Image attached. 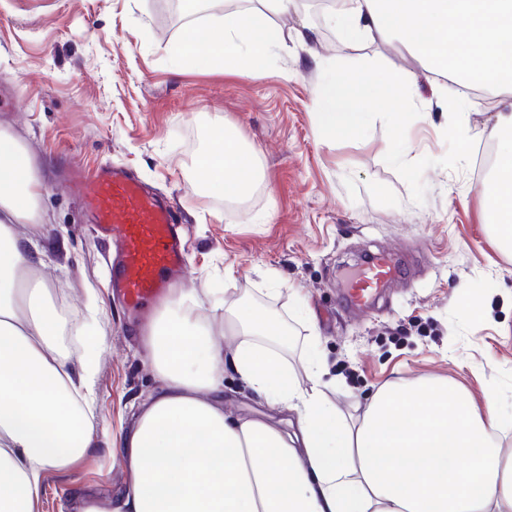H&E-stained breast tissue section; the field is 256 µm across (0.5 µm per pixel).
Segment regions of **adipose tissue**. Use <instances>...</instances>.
Returning <instances> with one entry per match:
<instances>
[{"mask_svg": "<svg viewBox=\"0 0 512 512\" xmlns=\"http://www.w3.org/2000/svg\"><path fill=\"white\" fill-rule=\"evenodd\" d=\"M296 0H256L225 12L216 38L179 47L193 64L260 73L282 39L271 18L296 11ZM359 45L397 37L424 70L451 72L495 93H512V0H343L328 17ZM416 77L369 67L337 70L321 82L314 105L323 139L359 133L371 115L351 99L399 103L398 130L424 105L409 106ZM487 137L496 176L484 191L488 223L512 242V113H498ZM219 151L196 161L200 195L248 196L259 177L254 154L232 128ZM42 183L25 146L0 129V512H36L45 474L91 450V364L73 368L60 338L66 319L37 277L36 237ZM194 298L161 306L143 339L164 382L131 427L118 435L125 489L114 512H512V455L494 439L496 404L451 395L447 380L392 381L361 414L348 417L326 398L323 368L309 348L311 387L288 369V326L255 305L224 309V351L196 313ZM257 395L297 414L294 431L224 411L225 371Z\"/></svg>", "mask_w": 512, "mask_h": 512, "instance_id": "adipose-tissue-1", "label": "adipose tissue"}]
</instances>
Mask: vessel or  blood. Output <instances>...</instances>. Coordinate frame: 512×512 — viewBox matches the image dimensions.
<instances>
[{"label":"vessel or blood","mask_w":512,"mask_h":512,"mask_svg":"<svg viewBox=\"0 0 512 512\" xmlns=\"http://www.w3.org/2000/svg\"><path fill=\"white\" fill-rule=\"evenodd\" d=\"M69 187L110 251L112 290L129 309L145 313L172 283L187 278L186 242L167 197L109 163L73 171ZM402 274L391 254H376L351 281L347 299L364 307L378 288Z\"/></svg>","instance_id":"obj_1"}]
</instances>
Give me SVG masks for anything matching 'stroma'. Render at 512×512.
I'll use <instances>...</instances> for the list:
<instances>
[{
  "mask_svg": "<svg viewBox=\"0 0 512 512\" xmlns=\"http://www.w3.org/2000/svg\"><path fill=\"white\" fill-rule=\"evenodd\" d=\"M160 0H0V128L28 149L43 182L42 274L67 297L76 319L89 300L101 308L96 437L67 471L45 475L37 512H75L77 489L111 502L124 484L113 439L163 383L146 361L125 305L109 288L107 247L79 200L63 185L70 166L111 162L168 195L184 218L187 292L198 314L224 338L217 298L261 305L287 321L288 365L310 386L305 357L317 338L327 368L326 397L357 414L387 382L445 377L460 397L498 396L499 443L512 452V251L485 219L481 186L492 171L480 158L500 110L499 95L475 98L468 125L476 134L468 162L448 133L455 114L432 106L401 145L388 119L396 104L373 105L366 127L323 140L313 106L322 69L372 65L418 75L401 44L361 45L336 30L299 43L298 14L274 17L282 47L263 73L178 65L173 52L204 39L224 13L166 15ZM230 125L256 152L263 180L237 204L199 196L198 157L213 146L211 129ZM407 258L406 278L363 314L342 292L365 253ZM224 405L280 427L296 414L224 374Z\"/></svg>",
  "mask_w": 512,
  "mask_h": 512,
  "instance_id": "stroma-1",
  "label": "stroma"
}]
</instances>
